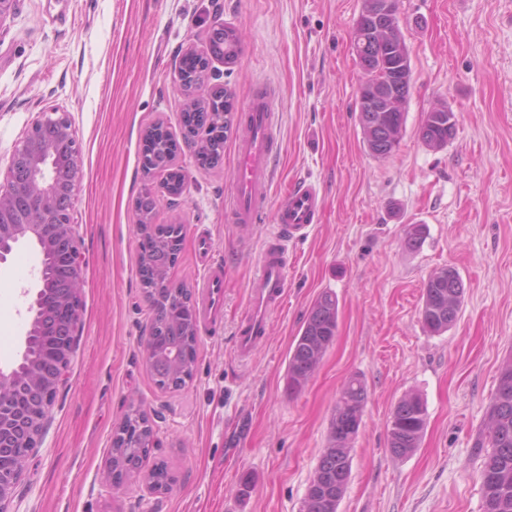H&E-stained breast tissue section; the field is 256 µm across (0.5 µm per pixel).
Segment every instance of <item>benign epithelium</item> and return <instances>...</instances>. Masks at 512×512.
Segmentation results:
<instances>
[{"label":"benign epithelium","instance_id":"obj_1","mask_svg":"<svg viewBox=\"0 0 512 512\" xmlns=\"http://www.w3.org/2000/svg\"><path fill=\"white\" fill-rule=\"evenodd\" d=\"M383 18L358 33L360 45L379 41L391 45L394 53L405 55L406 43L396 25L387 20L394 10L393 0L378 5ZM236 37L231 27L219 24L213 29L206 49L191 44L185 55L198 64L194 71L176 66L177 80L186 96L185 110L194 115L195 124L183 126L182 139L199 164L211 159L203 156L208 147L206 131L196 126L202 122L211 127L215 121L224 123V103L231 101L232 92L221 88L209 92V59L224 57V37ZM364 112H400L404 99L395 89L381 90L375 84H365L359 93ZM142 169L146 177L163 173L159 186L148 184L137 201L138 224L144 233L153 226V215L160 197L181 195L187 189L189 177L174 165L178 149L174 135L161 125L143 132ZM80 155L72 124L65 113L44 112L31 125L16 147L5 181L0 182V263L6 262L16 246L23 241L34 243L41 254L50 255L55 274L49 277L39 272L35 281L24 290L30 297L31 313L25 339L44 334L55 338L50 355L39 369L15 373H0V412L10 410V419L0 418V456L10 448H35L44 430L30 422L28 414L15 405L13 382L24 380L30 390L29 406L49 412L56 395L66 380V372L81 329V286L83 266L79 253L75 225L71 223L74 189L80 169ZM172 253L165 267L167 283H172L171 269L175 264L183 239V226L171 225Z\"/></svg>","mask_w":512,"mask_h":512}]
</instances>
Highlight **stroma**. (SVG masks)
<instances>
[{"instance_id":"stroma-1","label":"stroma","mask_w":512,"mask_h":512,"mask_svg":"<svg viewBox=\"0 0 512 512\" xmlns=\"http://www.w3.org/2000/svg\"><path fill=\"white\" fill-rule=\"evenodd\" d=\"M365 0H18L0 26V180L44 112L66 113L81 153L72 221L83 258L82 330L22 472L9 512H302L351 376L367 399L338 512H483L484 457L474 441L501 368L512 361V0H399L412 81L398 150L370 155L358 123L363 73L351 37ZM236 30L234 63L210 61V82L233 92L232 127L214 166L188 150L185 194L162 197L157 225L182 224L174 285L199 302L205 267H224V313L200 328L193 375L160 387L144 346L152 315L138 275L135 201L146 127L178 130L185 98L175 64L210 30ZM273 87L279 129L276 189L257 224L226 218L235 140L256 84ZM445 102L454 138L440 150L418 136ZM316 184L321 211L288 245L286 303L251 362L235 330L282 191ZM424 227L407 247L409 225ZM21 243L0 266V367L17 364L29 327L32 262ZM454 268L464 301L454 325L429 333L419 309L435 272ZM338 301L337 330L314 374L288 387V353L322 292ZM420 395L427 427L412 453H391L386 422ZM144 411L160 445L168 493L148 497L143 475L109 487L115 431Z\"/></svg>"}]
</instances>
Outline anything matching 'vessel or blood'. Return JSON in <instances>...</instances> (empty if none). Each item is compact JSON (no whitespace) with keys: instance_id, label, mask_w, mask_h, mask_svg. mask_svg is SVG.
Instances as JSON below:
<instances>
[{"instance_id":"b4317fda","label":"vessel or blood","mask_w":512,"mask_h":512,"mask_svg":"<svg viewBox=\"0 0 512 512\" xmlns=\"http://www.w3.org/2000/svg\"><path fill=\"white\" fill-rule=\"evenodd\" d=\"M276 149L271 114L263 94L248 102L245 128L236 141V166L229 214L234 223H256L258 204L272 183V162ZM320 213V197L308 182L290 186L276 212L274 232L262 249L257 282L248 296L247 310L235 336V354L249 361L268 333L269 318L285 300L288 243L307 235ZM202 305L198 311L204 322L217 320L224 309V269L210 267L201 282Z\"/></svg>"}]
</instances>
